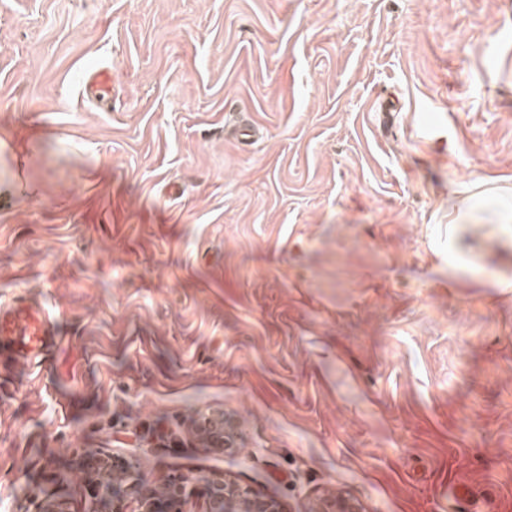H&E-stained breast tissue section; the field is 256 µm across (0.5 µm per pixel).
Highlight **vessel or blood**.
Here are the masks:
<instances>
[{
    "instance_id": "vessel-or-blood-1",
    "label": "vessel or blood",
    "mask_w": 512,
    "mask_h": 512,
    "mask_svg": "<svg viewBox=\"0 0 512 512\" xmlns=\"http://www.w3.org/2000/svg\"><path fill=\"white\" fill-rule=\"evenodd\" d=\"M95 97L112 92V73L100 68L85 82ZM55 332L43 307L18 304L0 309V370L27 368L33 359L54 345Z\"/></svg>"
}]
</instances>
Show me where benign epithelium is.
<instances>
[{
	"label": "benign epithelium",
	"mask_w": 512,
	"mask_h": 512,
	"mask_svg": "<svg viewBox=\"0 0 512 512\" xmlns=\"http://www.w3.org/2000/svg\"><path fill=\"white\" fill-rule=\"evenodd\" d=\"M198 441L210 448L228 447L234 432L220 414L199 418ZM90 479L112 480V486L127 489L112 496V512H286L283 504L248 486L226 478L180 475L146 488L142 476L128 464L101 465ZM306 512H362L360 504L341 493L323 494L306 503Z\"/></svg>",
	"instance_id": "7a95c632"
}]
</instances>
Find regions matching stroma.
Wrapping results in <instances>:
<instances>
[{"label": "stroma", "mask_w": 512, "mask_h": 512, "mask_svg": "<svg viewBox=\"0 0 512 512\" xmlns=\"http://www.w3.org/2000/svg\"><path fill=\"white\" fill-rule=\"evenodd\" d=\"M0 140V305L60 341L0 374V512H84L77 448L512 512V237L448 221L512 203V0H0ZM86 88H91L95 97L104 98L112 93V71L100 68L93 71L85 82ZM198 423L199 427H195L194 432L200 443L210 448L229 447L233 443L234 432L227 426L222 415L202 414Z\"/></svg>", "instance_id": "obj_1"}]
</instances>
